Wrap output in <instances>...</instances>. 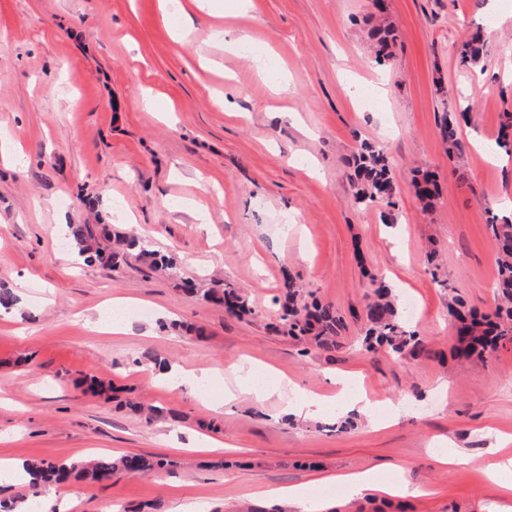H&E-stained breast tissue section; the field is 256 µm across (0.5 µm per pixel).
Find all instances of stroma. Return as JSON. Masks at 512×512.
Segmentation results:
<instances>
[{"label": "stroma", "mask_w": 512, "mask_h": 512, "mask_svg": "<svg viewBox=\"0 0 512 512\" xmlns=\"http://www.w3.org/2000/svg\"><path fill=\"white\" fill-rule=\"evenodd\" d=\"M398 31L377 64L371 0H0V286L22 300L0 314V458L78 461L161 454L175 471L86 484L50 512H269L262 490L321 473L401 467L400 498H325L338 512H502L512 495L440 453L512 455V346L484 359L452 354L448 302L494 310L497 253L487 225L512 215V154L488 146L512 112V0H385ZM484 43L481 66L457 46ZM244 39L259 56L241 55ZM377 106L363 107L359 89ZM463 112L464 149L449 154L445 112ZM389 154L395 209L354 206L346 159L360 142ZM435 172L429 213L412 171ZM124 221L178 257L184 276L240 286V320L131 265L75 261L63 224ZM438 249L437 266L427 255ZM344 317L340 347L300 356L270 331L284 273ZM390 285L426 341L423 360L362 351L361 314L375 281ZM147 310L122 334L96 331L114 298ZM200 327L203 338L170 329ZM176 370L250 358L201 393ZM274 370L329 397L350 376L385 416L284 423L285 403L251 392ZM95 375L160 408L152 421L85 393ZM180 413L171 421L168 410ZM429 495H422V488Z\"/></svg>", "instance_id": "1"}]
</instances>
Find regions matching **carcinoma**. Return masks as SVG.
I'll return each instance as SVG.
<instances>
[{"label":"carcinoma","instance_id":"obj_1","mask_svg":"<svg viewBox=\"0 0 512 512\" xmlns=\"http://www.w3.org/2000/svg\"><path fill=\"white\" fill-rule=\"evenodd\" d=\"M376 62L392 57L395 45L394 30L379 20L369 31ZM457 53L462 63H479L482 57L480 39L473 37L462 42ZM459 115L450 113L443 117L440 134L448 153H459L463 144L458 138ZM353 203L367 209L378 203L395 204L400 187L392 172L391 163L380 146L362 143L347 159ZM411 185L417 199L427 210L440 198L436 176L428 170H415ZM491 239L497 250L496 290L500 303L489 313H479L465 301L455 297L448 303L457 344L458 358L469 360L484 358L499 347L512 343V220L489 224ZM68 239L77 250L78 257L87 265L99 264L117 272L136 262L150 273L161 275L174 283L182 294L224 307L231 316L242 317L252 313L244 293L226 280H212L203 285L192 279L181 278L173 256L154 248L152 242L142 236L128 233L110 224H68ZM285 295L278 310L275 329L283 331L295 340L310 343L331 351L338 347V337L344 329L342 318L330 303L318 299L303 298L294 279L284 277ZM375 298L363 310L364 336L362 347L369 353L381 349L390 352L395 359L414 360L427 358L431 351L424 339L402 319L391 289L381 284L374 291ZM87 390L108 400L113 399L112 386L94 376L83 379ZM176 462L165 456L148 459L143 455H124L119 458L102 456L91 461L41 460L30 464L32 479L29 486L38 498L45 489L76 479H89L107 484L124 476L145 475L175 466Z\"/></svg>","mask_w":512,"mask_h":512}]
</instances>
